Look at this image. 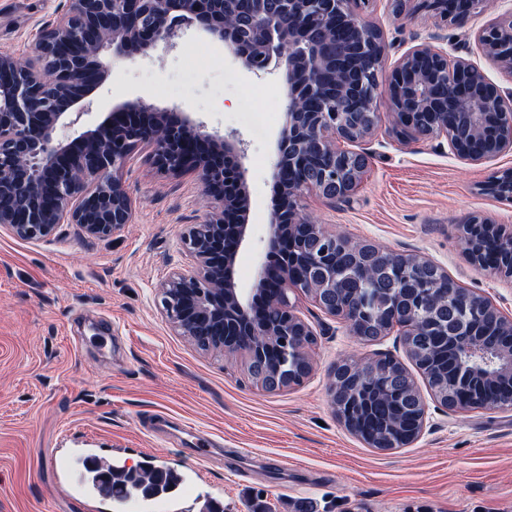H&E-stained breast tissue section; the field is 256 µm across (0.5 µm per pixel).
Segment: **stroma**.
Listing matches in <instances>:
<instances>
[{
  "mask_svg": "<svg viewBox=\"0 0 512 512\" xmlns=\"http://www.w3.org/2000/svg\"><path fill=\"white\" fill-rule=\"evenodd\" d=\"M64 0H0V53L27 59L39 29ZM399 24L393 0H373L366 16L388 44L385 68L416 34L454 37L420 0H406ZM279 73L253 75L221 42L190 30L176 49L113 64L82 122L95 125L113 104L141 100L176 107L205 130L234 137L246 153L250 238L235 268L242 292L266 259L273 161L286 121ZM366 173L350 202L304 193L301 207L355 241L420 253L462 287L512 317V284L473 267L457 226L477 215L512 225V204L482 190L512 169V152L470 163L433 142L400 143L389 124L354 143ZM123 177L133 199L130 224L105 240L74 224L43 240L0 228V512H116L111 502L74 491L58 457L90 448L112 463L147 461L191 477L173 512H200L205 500L229 512H512V409L448 413L430 407L422 437L383 453L338 420L331 400L346 355H408L400 336L361 341L309 298L297 296L315 341L304 384L268 391L240 358L195 348L162 316L156 290L174 272H191L183 232L205 220L202 187L190 176L153 170L145 153ZM214 444L200 460L190 440Z\"/></svg>",
  "mask_w": 512,
  "mask_h": 512,
  "instance_id": "stroma-1",
  "label": "stroma"
}]
</instances>
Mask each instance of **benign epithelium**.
Wrapping results in <instances>:
<instances>
[{
	"label": "benign epithelium",
	"mask_w": 512,
	"mask_h": 512,
	"mask_svg": "<svg viewBox=\"0 0 512 512\" xmlns=\"http://www.w3.org/2000/svg\"><path fill=\"white\" fill-rule=\"evenodd\" d=\"M371 0H66L56 21L39 30L34 55L21 62L0 54V227L22 240L53 236L62 224L107 239L131 222L133 204L123 169L137 151L148 150L157 171L193 175L203 187L210 212L187 229L182 245L194 262L190 274L175 273L159 288L166 320L199 349L244 355L248 374L259 371L275 385L301 384L312 369L313 335L288 292L312 300L343 323L350 334L386 336L397 330L406 350L417 328L403 305L388 302L371 318L360 306L336 303L343 274L336 252L359 244L328 230L303 213L299 201L313 192L327 201L349 197L365 173L362 155L339 143L374 135L380 120L378 89L386 87V107L398 136L437 142L448 155L478 163L512 151V91L494 84L458 47L423 40L405 52L388 75L383 33L363 14ZM436 22L464 29L488 0H423ZM351 28L339 39L336 20ZM196 27L224 43V50L253 74L282 71L286 115L273 166L280 203L270 214L266 250L275 262L260 265L255 287L242 294L234 281L236 259L249 236V192L241 143L210 134L181 112L125 102L94 127L80 128L94 94L112 63L152 49L177 47ZM478 49L512 75V9L480 29ZM512 204V170L494 174L484 186ZM498 243L496 274L512 281V230L472 218L459 225V240L470 263L480 269L481 243ZM374 262L358 269L384 287L383 273L394 253L371 246ZM397 274L419 288L410 300L421 305L453 296L476 321L497 328L495 335L461 336L454 348L478 359L469 374L490 384L475 390L463 383L453 400L434 402L450 412L512 408V318L488 298L459 287L448 273L419 254L398 255ZM280 313L271 322L267 313ZM275 353L288 366L282 374L266 365ZM397 359L380 354L356 390L332 389L336 415L350 432L358 429L365 390L392 388ZM428 405L419 398L412 422L398 417L396 440L407 448L422 436Z\"/></svg>",
	"instance_id": "7a95c632"
}]
</instances>
